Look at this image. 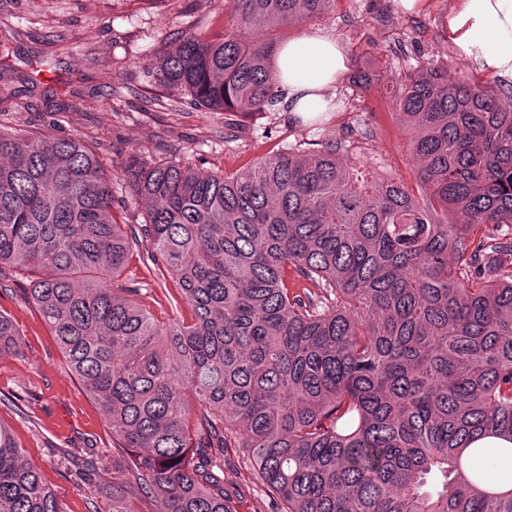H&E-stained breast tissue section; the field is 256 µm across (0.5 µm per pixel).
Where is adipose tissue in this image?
I'll return each instance as SVG.
<instances>
[{"label": "adipose tissue", "instance_id": "adipose-tissue-1", "mask_svg": "<svg viewBox=\"0 0 512 512\" xmlns=\"http://www.w3.org/2000/svg\"><path fill=\"white\" fill-rule=\"evenodd\" d=\"M445 34L485 76L512 81V0H453ZM274 63L285 102L307 118L328 111L327 91L345 74L347 55L333 34L313 29L279 45Z\"/></svg>", "mask_w": 512, "mask_h": 512}]
</instances>
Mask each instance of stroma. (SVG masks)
Listing matches in <instances>:
<instances>
[{"label":"stroma","instance_id":"1","mask_svg":"<svg viewBox=\"0 0 512 512\" xmlns=\"http://www.w3.org/2000/svg\"><path fill=\"white\" fill-rule=\"evenodd\" d=\"M453 0H424L402 12L396 0H336L306 25L291 26L282 40L304 29L332 33L350 67L368 66L375 78L355 87L342 77L330 90L335 105L319 128L293 124L285 111L233 117L209 112L187 99L168 97L145 77L147 55L185 31L211 38L234 12L232 0H0V29L14 38L0 46V64L22 89L23 105L0 114V123L46 140L78 135L98 144L112 180L120 223L139 224L145 206L133 197L122 170L133 152L154 163L176 161L206 174L233 173L266 155L311 140L314 134L345 142L352 162L416 187L408 139L393 107L396 86L420 62L447 66L451 76L477 78L476 65L459 57L442 35ZM63 35L68 52L42 45L48 30ZM81 98V112L53 111L52 101ZM122 281L157 319L189 317L173 283L164 282L134 248ZM23 272L0 268V313L22 337V355L0 359V422L9 425L28 462L60 496L66 512H112L104 491L125 458L99 407L69 372L57 341L32 309ZM96 460L87 471L86 457ZM224 482L240 488L238 512H271L264 488L252 482L241 449L226 454Z\"/></svg>","mask_w":512,"mask_h":512}]
</instances>
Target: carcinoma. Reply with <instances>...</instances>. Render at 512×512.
<instances>
[{
	"label": "carcinoma",
	"instance_id": "carcinoma-1",
	"mask_svg": "<svg viewBox=\"0 0 512 512\" xmlns=\"http://www.w3.org/2000/svg\"><path fill=\"white\" fill-rule=\"evenodd\" d=\"M234 2L235 26L182 33L144 62L150 81L209 111H270L277 33L335 0ZM4 75L1 113L22 95ZM393 105L416 193L349 167L334 139L229 174L134 154L137 230L95 147L0 127V266L29 274L127 451L113 499L237 512L224 453L245 448L276 512H512L496 491L512 480V239L475 235L512 224V92L424 63ZM137 242L191 320L158 321L119 283ZM19 351L0 314V359ZM486 437L511 447H472ZM0 512H64L2 423Z\"/></svg>",
	"mask_w": 512,
	"mask_h": 512
}]
</instances>
